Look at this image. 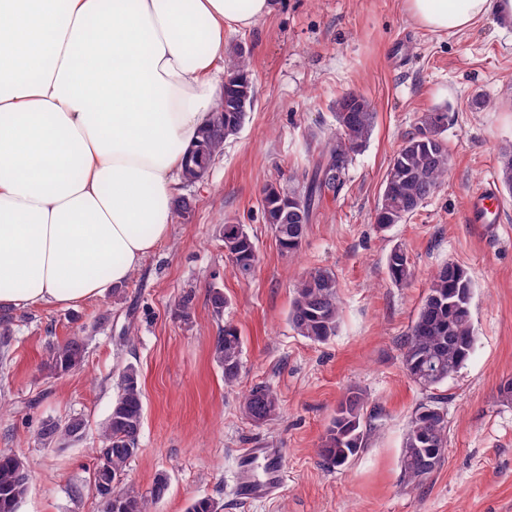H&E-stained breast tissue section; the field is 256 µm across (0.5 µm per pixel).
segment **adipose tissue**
<instances>
[{
    "instance_id": "ef3b65f1",
    "label": "adipose tissue",
    "mask_w": 512,
    "mask_h": 512,
    "mask_svg": "<svg viewBox=\"0 0 512 512\" xmlns=\"http://www.w3.org/2000/svg\"><path fill=\"white\" fill-rule=\"evenodd\" d=\"M459 32L497 0H405ZM271 0H0V312L75 307L170 236L188 150L223 93L224 32Z\"/></svg>"
}]
</instances>
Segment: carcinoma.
<instances>
[{
	"mask_svg": "<svg viewBox=\"0 0 512 512\" xmlns=\"http://www.w3.org/2000/svg\"><path fill=\"white\" fill-rule=\"evenodd\" d=\"M225 74L231 78L224 96L211 112L194 149L187 156L182 179L197 183L207 174L214 157L224 148V140L237 133L254 106L250 63L242 52ZM376 112L362 94L350 91L336 101V130L321 146L319 158L301 184L284 189L268 185L263 190L261 219L271 226L282 252L296 254L307 226L326 194L338 191L346 181L349 164L369 141ZM448 109L424 113L416 132L404 139L383 181V191L374 220L385 230L417 211L448 176L450 156L442 134L448 127ZM499 176L512 192V146L499 153ZM224 250L235 256L232 262L242 279L252 276L257 249L245 226L224 221ZM388 276L397 284L411 276L406 251L393 247L386 257ZM474 285L459 265L448 262L430 280L428 292L402 342V364L410 379L425 391L455 376L473 354L477 336L472 321ZM289 321L299 335L324 344L336 335L340 322V300L336 274L329 268L309 272L295 285ZM242 338L232 325L217 336L215 354L224 371V385L234 387L242 374ZM86 339L73 336L50 347L44 369L54 376L68 374L83 364ZM365 394L353 389L340 401L319 450L330 468L351 462L365 447L362 416ZM280 398L267 385L253 386L244 397L242 411L253 423H264L277 413ZM144 403L140 375L127 365L119 375L118 391L111 411L99 431L96 448L94 486L103 512H150L151 505L166 496L170 479L156 475L150 495L142 496L121 487L118 478L139 451ZM86 433L84 420L72 416L64 422L47 421L37 430L45 446L62 441H80ZM448 447L447 420L439 398L431 396L411 416L400 451L404 477L413 486L421 485L445 458ZM30 473L23 460L13 453L0 454V512H18L27 495ZM187 512H223V505L210 497L191 500Z\"/></svg>",
	"mask_w": 512,
	"mask_h": 512,
	"instance_id": "1",
	"label": "carcinoma"
}]
</instances>
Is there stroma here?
Instances as JSON below:
<instances>
[{"label": "stroma", "instance_id": "35a3bbf8", "mask_svg": "<svg viewBox=\"0 0 512 512\" xmlns=\"http://www.w3.org/2000/svg\"><path fill=\"white\" fill-rule=\"evenodd\" d=\"M253 74L254 107L239 132L197 184L188 220L120 288L76 308L50 306L9 315L10 345L0 347V453L22 457L30 472L19 512H101L93 470L98 427L108 416L120 371L134 364L144 420L139 451L122 486L148 495L158 473L170 487L153 512H186L192 498L211 497L224 512H512V403L499 385L512 377V192L500 189L489 224L471 223L465 202L496 178L499 152L512 144V30L487 17L470 29L432 34L417 27L404 0H274L248 30L226 33ZM366 95L375 130L354 156L344 187L326 198L301 249L282 254L260 218L265 185L288 188L319 157L335 126L343 94ZM488 100L479 109L475 100ZM449 110L443 136L448 176L415 213L379 230L374 211L387 168L418 117ZM244 224L259 262L237 277L224 252L222 224ZM402 246L413 275L398 285L385 260ZM464 267L474 285L475 352L437 392L445 396L448 448L420 486L400 468L408 420L428 394L407 376L403 338L426 295L429 278L447 262ZM329 268L342 315L327 343L299 336L288 322L296 281ZM228 300L223 318L212 288ZM192 293L189 319L175 310ZM243 340L244 369L224 385L215 341L224 325ZM88 339L82 366L64 376L42 372L50 345ZM276 388L281 410L270 421L244 418L247 390ZM351 389L367 398L366 446L345 468L323 466L319 448L336 408ZM82 416L83 440L42 445V421ZM245 448H275L285 479L257 500L233 493L235 459Z\"/></svg>", "mask_w": 512, "mask_h": 512}]
</instances>
